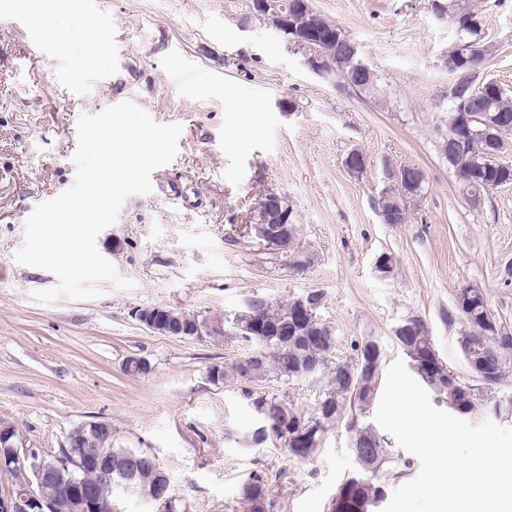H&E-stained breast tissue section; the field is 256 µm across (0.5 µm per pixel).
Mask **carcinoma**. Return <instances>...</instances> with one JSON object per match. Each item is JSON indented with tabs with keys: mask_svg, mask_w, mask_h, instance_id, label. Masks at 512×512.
<instances>
[{
	"mask_svg": "<svg viewBox=\"0 0 512 512\" xmlns=\"http://www.w3.org/2000/svg\"><path fill=\"white\" fill-rule=\"evenodd\" d=\"M478 111L488 112L503 117L512 123V92L493 83L481 93ZM491 144L483 138L468 139L463 151L457 157V166L462 172V183L469 187L484 190L494 189L512 183V166L503 165L490 159ZM381 212L387 214L389 224H405L410 219L408 207L400 204L397 192L380 198ZM284 223L288 228V257L291 269L300 274L313 263L312 256L300 249L299 225L294 222L292 210H287L285 218L270 216V223L249 225V234L257 241H263L269 224ZM265 304L260 309L259 317L271 327H279L281 336H258L255 334V318L242 314L236 323H229L226 328L235 335L253 344L255 351L249 353L229 366L221 367L217 382L236 380L243 384L241 394L251 409L262 408L270 419L284 433L273 440V444H282L300 458L309 457L320 442L325 427H316V421L330 423L338 419L348 402L351 388L358 389L356 403L367 404L372 398L377 375L370 372L366 365L364 348L366 342L355 346L357 360L353 363L340 364L335 359V340L328 326L312 318V331L305 335L303 327L295 316L294 300L277 301L261 296ZM160 310L162 320L170 324L186 323L193 319L201 327L211 324L195 314L161 306L148 307L146 311ZM465 323L463 337L471 349L473 357L478 359L487 372L490 385L500 383L504 375V356L512 351V335L500 336L494 331L498 322L482 303H474L468 308L458 310ZM400 348L409 360L428 374L435 382L432 393L442 398L451 399L460 414L467 415L474 410L475 397L458 394L460 388L450 390L453 381L448 378V366L443 362L429 363V347L433 345L428 330L420 318L412 320V327L406 334L395 335ZM314 367L316 372L327 374L326 389L318 402V411L312 418L300 414L292 404L277 398L261 395L246 384L273 376L287 382L293 379V373L305 367ZM351 448L353 453H362L364 461L371 468V478L356 481L358 472H353L344 480L334 498L330 512H336V506L342 505L343 512H363L371 503L381 502L386 496V481L391 472L385 465L391 462L389 442L380 436L370 425H351ZM134 457L141 465L139 479L143 486L150 488L157 478L159 465L156 460L143 452L128 448L112 449V460H124ZM76 473L85 484L94 490L98 501L109 502L115 495V487L105 480L97 469L87 462L76 467ZM243 496L248 504V512H267L266 485L261 476L256 475L243 488Z\"/></svg>",
	"mask_w": 512,
	"mask_h": 512,
	"instance_id": "obj_1",
	"label": "carcinoma"
}]
</instances>
